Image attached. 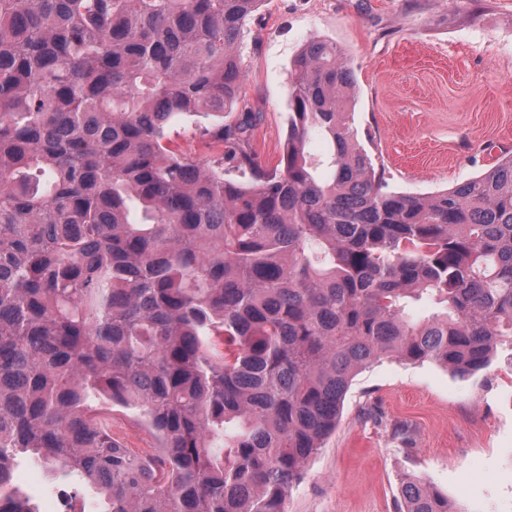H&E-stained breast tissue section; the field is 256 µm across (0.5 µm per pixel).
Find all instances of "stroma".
<instances>
[{"label": "stroma", "instance_id": "obj_1", "mask_svg": "<svg viewBox=\"0 0 512 512\" xmlns=\"http://www.w3.org/2000/svg\"><path fill=\"white\" fill-rule=\"evenodd\" d=\"M313 36L354 72L358 139L390 189L427 196L461 183L512 141V0H264L238 50L241 96L261 118L252 145L278 166L288 136L291 64ZM500 350L463 379L434 362L384 358L354 377L338 417L286 498V512H398L417 474L459 512H512V365ZM42 488L34 490L31 476ZM37 505L92 506L76 476L22 461Z\"/></svg>", "mask_w": 512, "mask_h": 512}]
</instances>
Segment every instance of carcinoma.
Returning a JSON list of instances; mask_svg holds the SVG:
<instances>
[{
	"mask_svg": "<svg viewBox=\"0 0 512 512\" xmlns=\"http://www.w3.org/2000/svg\"><path fill=\"white\" fill-rule=\"evenodd\" d=\"M260 2L0 0V512H40L19 459L81 475L99 512H285L359 370L471 377L512 349V154L434 195L390 190L352 69L314 36L265 169L256 113L222 122ZM185 117L220 119L209 159L169 137ZM116 406L161 453L100 424ZM401 496L460 512L416 474Z\"/></svg>",
	"mask_w": 512,
	"mask_h": 512,
	"instance_id": "1",
	"label": "carcinoma"
}]
</instances>
